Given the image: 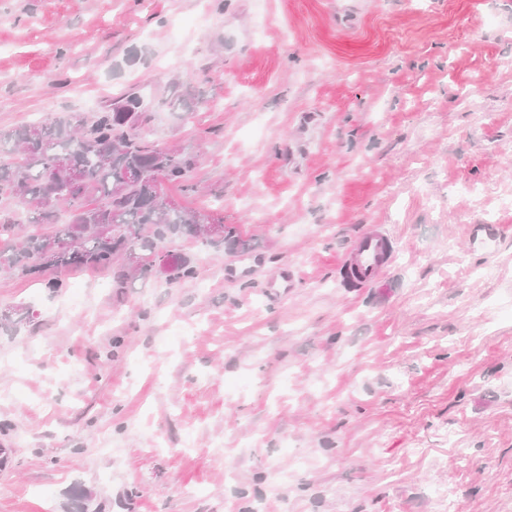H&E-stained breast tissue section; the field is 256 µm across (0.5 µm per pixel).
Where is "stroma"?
Instances as JSON below:
<instances>
[{"label":"stroma","mask_w":512,"mask_h":512,"mask_svg":"<svg viewBox=\"0 0 512 512\" xmlns=\"http://www.w3.org/2000/svg\"><path fill=\"white\" fill-rule=\"evenodd\" d=\"M133 89L239 242L0 273V512H512V0H0L1 130ZM395 259L393 239L382 224H373L359 239L343 265L351 279L359 286L375 282Z\"/></svg>","instance_id":"stroma-1"}]
</instances>
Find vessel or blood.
Instances as JSON below:
<instances>
[{"label": "vessel or blood", "mask_w": 512, "mask_h": 512, "mask_svg": "<svg viewBox=\"0 0 512 512\" xmlns=\"http://www.w3.org/2000/svg\"><path fill=\"white\" fill-rule=\"evenodd\" d=\"M395 259L393 239L381 224L372 225L359 239L343 264L351 279L360 286L375 282Z\"/></svg>", "instance_id": "b4317fda"}]
</instances>
